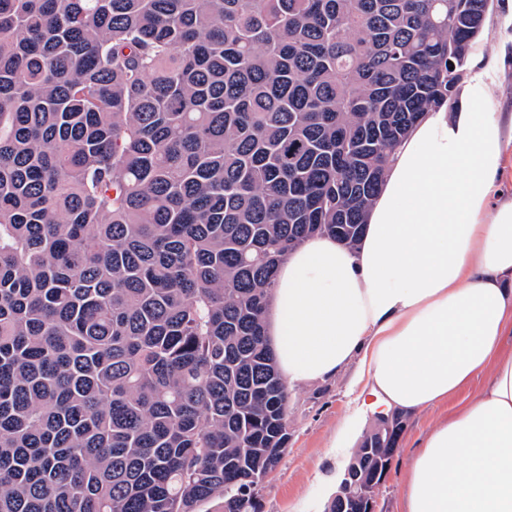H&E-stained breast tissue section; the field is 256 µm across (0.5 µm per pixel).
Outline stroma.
Here are the masks:
<instances>
[{"instance_id": "stroma-1", "label": "stroma", "mask_w": 512, "mask_h": 512, "mask_svg": "<svg viewBox=\"0 0 512 512\" xmlns=\"http://www.w3.org/2000/svg\"><path fill=\"white\" fill-rule=\"evenodd\" d=\"M467 73L494 72L502 111L512 110V0H493ZM354 369L288 389V447L277 469L258 487L261 512H324L329 500L325 475L341 476L350 456L333 454L330 444L348 410ZM447 406L408 415L385 483L380 512H403V472L418 439L447 413Z\"/></svg>"}]
</instances>
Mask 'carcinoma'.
<instances>
[{
  "instance_id": "cac0c4a2",
  "label": "carcinoma",
  "mask_w": 512,
  "mask_h": 512,
  "mask_svg": "<svg viewBox=\"0 0 512 512\" xmlns=\"http://www.w3.org/2000/svg\"><path fill=\"white\" fill-rule=\"evenodd\" d=\"M490 8L0 0V512H259L278 266L358 245ZM404 426L363 437V485Z\"/></svg>"
}]
</instances>
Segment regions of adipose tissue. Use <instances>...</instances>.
<instances>
[{
	"label": "adipose tissue",
	"mask_w": 512,
	"mask_h": 512,
	"mask_svg": "<svg viewBox=\"0 0 512 512\" xmlns=\"http://www.w3.org/2000/svg\"><path fill=\"white\" fill-rule=\"evenodd\" d=\"M511 150L512 113L476 74L397 146L356 248L317 235L278 267L265 328L284 383L357 367L333 447L362 414L449 403L403 472L405 512H512Z\"/></svg>",
	"instance_id": "ef3b65f1"
}]
</instances>
